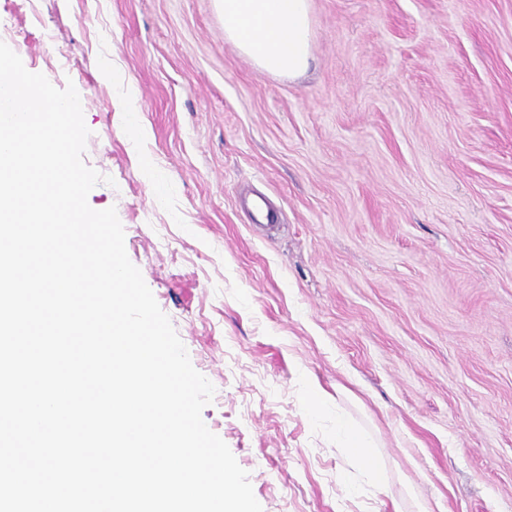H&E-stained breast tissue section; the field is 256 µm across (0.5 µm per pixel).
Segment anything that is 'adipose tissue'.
<instances>
[{"instance_id":"1","label":"adipose tissue","mask_w":512,"mask_h":512,"mask_svg":"<svg viewBox=\"0 0 512 512\" xmlns=\"http://www.w3.org/2000/svg\"><path fill=\"white\" fill-rule=\"evenodd\" d=\"M224 37L260 68L295 76L310 62V0H216Z\"/></svg>"}]
</instances>
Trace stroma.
I'll return each instance as SVG.
<instances>
[{"mask_svg": "<svg viewBox=\"0 0 512 512\" xmlns=\"http://www.w3.org/2000/svg\"><path fill=\"white\" fill-rule=\"evenodd\" d=\"M311 15L290 78L215 0H0V41L84 101L88 202L263 512H512V0ZM336 438L343 448H351L368 470L380 476L377 469L378 463L367 450L370 445L365 436L341 415L336 418Z\"/></svg>", "mask_w": 512, "mask_h": 512, "instance_id": "stroma-1", "label": "stroma"}]
</instances>
